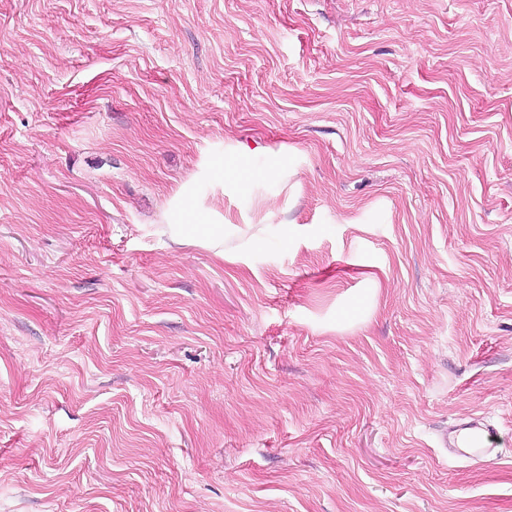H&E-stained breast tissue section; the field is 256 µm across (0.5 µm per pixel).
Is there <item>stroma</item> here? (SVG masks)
<instances>
[{
  "label": "stroma",
  "mask_w": 512,
  "mask_h": 512,
  "mask_svg": "<svg viewBox=\"0 0 512 512\" xmlns=\"http://www.w3.org/2000/svg\"><path fill=\"white\" fill-rule=\"evenodd\" d=\"M0 512H512V0H0ZM495 429L484 417L452 424L440 436L444 448L455 457L480 463L495 453Z\"/></svg>",
  "instance_id": "obj_1"
}]
</instances>
